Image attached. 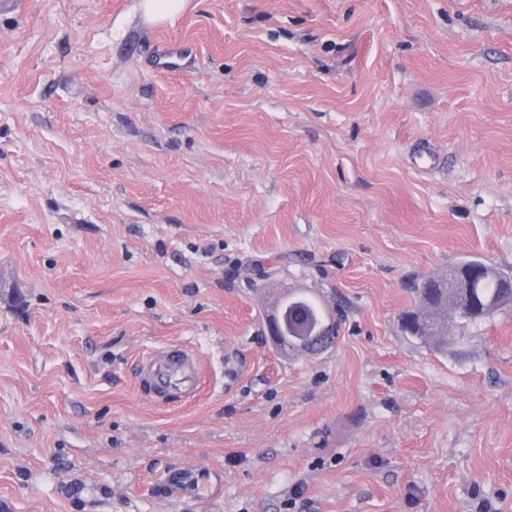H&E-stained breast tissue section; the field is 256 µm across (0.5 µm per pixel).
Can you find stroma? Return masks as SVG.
<instances>
[{
	"label": "stroma",
	"instance_id": "1",
	"mask_svg": "<svg viewBox=\"0 0 512 512\" xmlns=\"http://www.w3.org/2000/svg\"><path fill=\"white\" fill-rule=\"evenodd\" d=\"M0 14V512H512V0H23ZM315 296L338 337L284 354ZM178 344L199 397L155 407ZM187 0H147L148 15L155 21H172L186 8ZM461 263L480 264L485 270L484 274L473 281V287L469 288L466 295L458 290L448 291V288L466 287L478 272L482 271L479 267L463 266L453 272L448 271V274L430 276L422 280L420 283L423 286L422 288H419V286L413 288L415 293L414 309L404 312L400 318L411 314L417 315V330L413 334L407 332L412 337L421 340L425 344H434L441 347L448 342V324L450 322L456 323L462 329L473 324L466 313L467 307L473 302V299L480 302L491 301L494 309L490 314L492 307L481 306L476 302L470 314L477 321L484 320L489 314V317H491L497 312L504 311L496 310L512 304V274L486 264L475 255L467 256L454 265ZM447 275L448 288H437L439 287L437 282L444 281ZM503 285H509V287L504 288ZM419 321L420 328L418 327ZM446 332L447 336H445ZM272 334L280 344L288 347L289 340L301 350L317 354L322 351L328 336L336 335L337 338V325L331 319L323 320L320 323L314 322L302 305L297 302L288 304L287 295L281 305L277 307ZM336 338L332 337L327 347L331 346ZM199 386L200 359L191 349L182 346L160 348L142 360L139 390L159 406H181L196 396Z\"/></svg>",
	"mask_w": 512,
	"mask_h": 512
}]
</instances>
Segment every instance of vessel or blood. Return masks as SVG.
I'll use <instances>...</instances> for the list:
<instances>
[{"label": "vessel or blood", "instance_id": "vessel-or-blood-1", "mask_svg": "<svg viewBox=\"0 0 512 512\" xmlns=\"http://www.w3.org/2000/svg\"><path fill=\"white\" fill-rule=\"evenodd\" d=\"M200 386V359L191 349L170 346L143 358L138 379L141 393L162 407H177L193 399Z\"/></svg>", "mask_w": 512, "mask_h": 512}]
</instances>
